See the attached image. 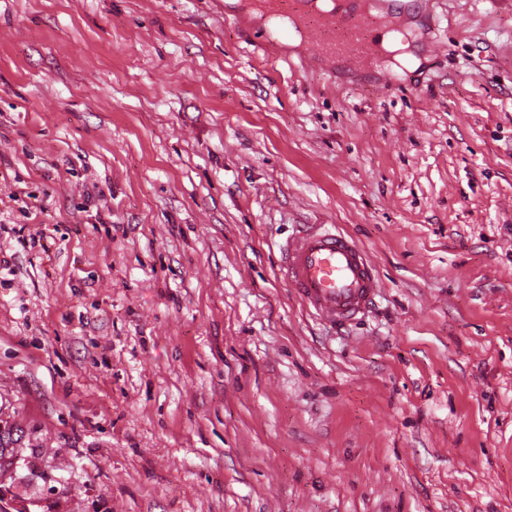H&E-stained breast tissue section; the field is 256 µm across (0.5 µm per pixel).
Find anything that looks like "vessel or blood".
Masks as SVG:
<instances>
[{"instance_id": "b4317fda", "label": "vessel or blood", "mask_w": 512, "mask_h": 512, "mask_svg": "<svg viewBox=\"0 0 512 512\" xmlns=\"http://www.w3.org/2000/svg\"><path fill=\"white\" fill-rule=\"evenodd\" d=\"M271 18L280 21L279 40L303 28L308 40L331 66L351 58L370 67L379 52L372 34L381 18L372 13L303 10L304 0H259ZM283 273L317 315L330 322H349L371 304L378 282L364 251L335 225L317 224L287 242Z\"/></svg>"}]
</instances>
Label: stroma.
Returning <instances> with one entry per match:
<instances>
[{
  "label": "stroma",
  "mask_w": 512,
  "mask_h": 512,
  "mask_svg": "<svg viewBox=\"0 0 512 512\" xmlns=\"http://www.w3.org/2000/svg\"><path fill=\"white\" fill-rule=\"evenodd\" d=\"M235 0H0V493L27 512H512V0L420 66L257 49ZM333 224L350 324L279 274ZM282 268L290 286L330 322L364 314L378 288L364 251L333 224H314L287 242Z\"/></svg>",
  "instance_id": "35a3bbf8"
}]
</instances>
